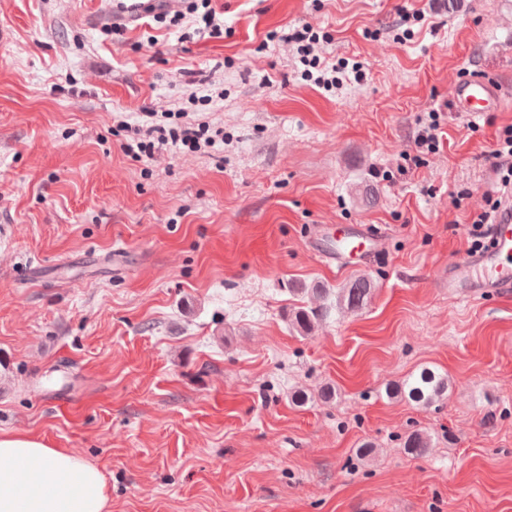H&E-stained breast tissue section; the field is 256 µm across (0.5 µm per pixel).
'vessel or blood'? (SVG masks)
Wrapping results in <instances>:
<instances>
[{
  "label": "vessel or blood",
  "mask_w": 512,
  "mask_h": 512,
  "mask_svg": "<svg viewBox=\"0 0 512 512\" xmlns=\"http://www.w3.org/2000/svg\"><path fill=\"white\" fill-rule=\"evenodd\" d=\"M454 98L470 122L479 121L485 112L501 101L495 83L474 76L455 85ZM491 245L487 250L457 256L448 266L444 286L454 298L471 299L483 295H504L512 290V204H506L501 216L490 226ZM378 236L357 226L340 230L333 246L324 241L312 243L316 254L348 268L353 256L369 257L380 250Z\"/></svg>",
  "instance_id": "vessel-or-blood-1"
}]
</instances>
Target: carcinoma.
<instances>
[{
    "label": "carcinoma",
    "mask_w": 512,
    "mask_h": 512,
    "mask_svg": "<svg viewBox=\"0 0 512 512\" xmlns=\"http://www.w3.org/2000/svg\"><path fill=\"white\" fill-rule=\"evenodd\" d=\"M373 291V282L366 276L357 277L334 291L319 284H293L288 292L294 295L310 294L321 299L323 304L314 308L298 307L290 310L289 325L299 334L307 336L313 332L319 319L333 308L339 312L364 309ZM386 392L391 398H405L428 408L448 393V377L423 367L405 380L389 385ZM430 448L431 438L418 430L409 433L403 443L404 452L417 457L427 454Z\"/></svg>",
    "instance_id": "obj_1"
}]
</instances>
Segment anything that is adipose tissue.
<instances>
[{"mask_svg": "<svg viewBox=\"0 0 512 512\" xmlns=\"http://www.w3.org/2000/svg\"><path fill=\"white\" fill-rule=\"evenodd\" d=\"M101 470L28 433H0V512H110Z\"/></svg>", "mask_w": 512, "mask_h": 512, "instance_id": "1", "label": "adipose tissue"}]
</instances>
